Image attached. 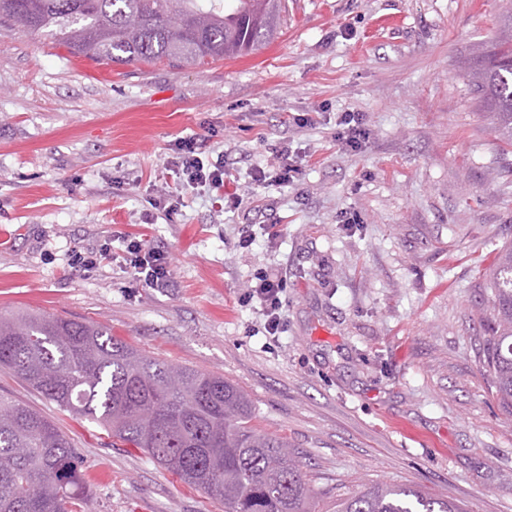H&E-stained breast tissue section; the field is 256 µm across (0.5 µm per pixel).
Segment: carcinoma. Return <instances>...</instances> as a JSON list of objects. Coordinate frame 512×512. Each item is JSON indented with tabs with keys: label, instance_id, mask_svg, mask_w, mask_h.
Here are the masks:
<instances>
[{
	"label": "carcinoma",
	"instance_id": "1",
	"mask_svg": "<svg viewBox=\"0 0 512 512\" xmlns=\"http://www.w3.org/2000/svg\"><path fill=\"white\" fill-rule=\"evenodd\" d=\"M283 0H0V28L22 31L100 64L173 66L252 54L277 36ZM468 71L512 143V15ZM487 287L484 367L512 410V245ZM0 366L60 409L148 454L224 512H311V489L288 442L253 425L247 395L224 377L142 354L86 321L0 315ZM70 439L28 405L0 396V512H87ZM334 512H464L420 489L364 485Z\"/></svg>",
	"mask_w": 512,
	"mask_h": 512
}]
</instances>
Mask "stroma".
<instances>
[{"label":"stroma","instance_id":"obj_1","mask_svg":"<svg viewBox=\"0 0 512 512\" xmlns=\"http://www.w3.org/2000/svg\"><path fill=\"white\" fill-rule=\"evenodd\" d=\"M258 52L201 65H97L0 35V312L83 319L143 354L223 376L258 430L300 461L315 512L365 484L407 485L466 512H512V415L483 367L479 314L512 243V146L460 68L512 0H287ZM369 138L342 148L336 121ZM224 158L222 209L201 188L165 214L173 144ZM288 147L301 168L254 189ZM131 235L170 285L73 261ZM287 270L278 338L246 303ZM0 394L71 440L91 512H224L149 456L0 368ZM342 128L336 133V139L346 148L357 151L366 138L363 114L359 112H343L338 124Z\"/></svg>","mask_w":512,"mask_h":512}]
</instances>
